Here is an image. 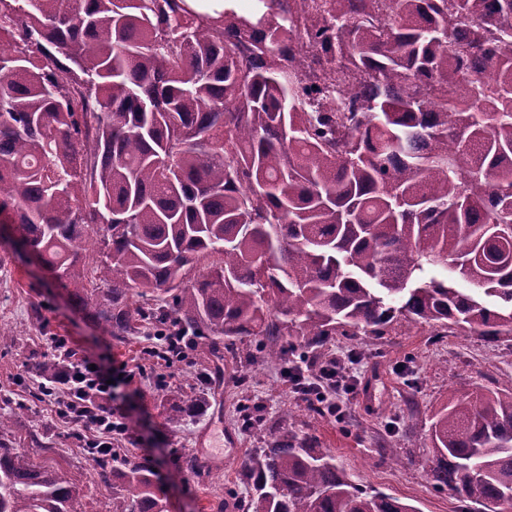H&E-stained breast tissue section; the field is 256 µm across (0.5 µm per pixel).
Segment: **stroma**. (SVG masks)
<instances>
[{
    "mask_svg": "<svg viewBox=\"0 0 512 512\" xmlns=\"http://www.w3.org/2000/svg\"><path fill=\"white\" fill-rule=\"evenodd\" d=\"M0 400L26 401L34 382L26 366L51 355V337L69 343L102 364L134 365L148 339L135 333L115 343L89 315L74 309L66 290L34 261L10 233L0 234ZM335 355L355 353L354 373L361 393L349 401L344 420L310 412L304 399L289 393L275 364L248 367L247 394L263 408L268 422H277L281 409L294 413L287 426L315 436L342 461L356 481L400 498L416 512H462L456 497L429 483L430 427L448 404L451 393L512 388V335L490 342L461 334L455 326L394 325L383 336H337ZM235 371L224 382L206 388L194 416L173 424L167 419L164 385L154 373L135 377L131 384L115 383V403L130 420L122 447L133 457L150 461L155 480L170 512H209L215 489L241 484L240 463L261 442L239 422L240 402ZM14 435L21 447L40 463L67 471L87 494L76 512H111L112 488L99 482L81 448L76 428L62 423L43 402L31 404L18 418ZM221 456L223 465L192 472L181 465L185 456ZM408 456L396 466L392 453Z\"/></svg>",
    "mask_w": 512,
    "mask_h": 512,
    "instance_id": "obj_1",
    "label": "stroma"
}]
</instances>
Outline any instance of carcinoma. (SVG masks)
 Wrapping results in <instances>:
<instances>
[{
    "mask_svg": "<svg viewBox=\"0 0 512 512\" xmlns=\"http://www.w3.org/2000/svg\"><path fill=\"white\" fill-rule=\"evenodd\" d=\"M303 2L0 0V222L118 342L147 324L286 366L400 321L512 335V0ZM241 417L267 447L218 512H415ZM8 431L0 512H75L80 484ZM431 442L433 488L512 512V389L450 401ZM87 454L110 482L118 452ZM126 466L112 512H168Z\"/></svg>",
    "mask_w": 512,
    "mask_h": 512,
    "instance_id": "1",
    "label": "carcinoma"
}]
</instances>
